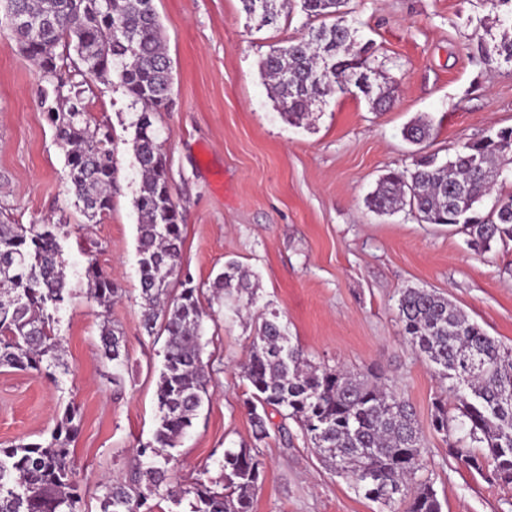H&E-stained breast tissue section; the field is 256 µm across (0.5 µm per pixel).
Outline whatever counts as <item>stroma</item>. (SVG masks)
<instances>
[{
	"mask_svg": "<svg viewBox=\"0 0 512 512\" xmlns=\"http://www.w3.org/2000/svg\"><path fill=\"white\" fill-rule=\"evenodd\" d=\"M155 7L174 77L173 103L156 127L183 225L182 265L212 314L202 337L210 399L173 451L175 480L221 488L225 449L253 444L244 405L251 389L239 366L257 316L274 311L312 363L377 366L412 405L426 436L424 475L443 512H512V485L449 456L448 438L434 431L435 402L453 397L398 317L403 289L432 290L512 346V241L477 254L462 226L366 206L388 170L420 154L446 158L451 147L512 126V66L484 60L477 48V33L494 24L482 0H349L346 20L370 46L392 102L375 110L361 92L332 95L299 125L275 109L259 62L271 47L304 35L300 0H286L277 26L263 28L240 0H155ZM70 82L83 89L91 121L112 129L117 188L97 224L87 223L68 190L65 151L40 104L42 74L0 26V219L64 225L73 291L58 314L68 374L55 384L0 367V443L47 438L74 405L81 510L102 512L103 483L126 477L136 448L153 440L163 345L141 326L132 100L113 76L88 81L74 73ZM421 115L432 118L433 130L415 146L402 129ZM91 261L123 290L110 309L85 294ZM231 263L248 270L252 297L212 292ZM105 319L120 329L128 355L118 386L101 357ZM279 423L269 412L255 512H381L310 451L296 423L285 438Z\"/></svg>",
	"mask_w": 512,
	"mask_h": 512,
	"instance_id": "obj_1",
	"label": "stroma"
}]
</instances>
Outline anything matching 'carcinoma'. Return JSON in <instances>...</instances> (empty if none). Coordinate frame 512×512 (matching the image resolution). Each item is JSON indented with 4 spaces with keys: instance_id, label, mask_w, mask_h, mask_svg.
Instances as JSON below:
<instances>
[{
    "instance_id": "1",
    "label": "carcinoma",
    "mask_w": 512,
    "mask_h": 512,
    "mask_svg": "<svg viewBox=\"0 0 512 512\" xmlns=\"http://www.w3.org/2000/svg\"><path fill=\"white\" fill-rule=\"evenodd\" d=\"M260 25L277 23L280 0H240ZM495 14L500 38L483 41L485 57L512 64V0H483ZM348 0H302L308 19L320 21L286 46L274 47L260 61L279 114L297 125L323 98L359 87L358 73L370 69L369 47L358 46L345 20ZM0 11L24 15L29 24L10 32L24 57L35 63L48 87L42 104L67 148L69 190L84 216L99 222L112 209L117 162L106 125L90 124L83 91L64 90L63 72L105 79L115 76L133 102L141 104L132 126V148L140 174L138 271L143 300L142 327L165 336L164 362L156 383L158 410L154 442L136 450V463L123 481L103 483V512H153L158 495H194L192 512H253L264 462L258 444L270 437L261 412L271 408L300 426L311 448L356 491L377 502L382 512H442L424 468L425 436L412 406L387 390L374 370L358 373L318 368L292 345L279 315H261L241 373L252 393L255 446L224 451V491L199 480L174 490L171 454L193 427L209 375L201 359L204 320L210 317L200 288L182 269L180 214L173 199L167 159L156 115L172 96L171 60L154 0H0ZM332 18L334 22L326 23ZM373 108L390 101V90L373 84L362 90ZM430 121L419 116L403 129L405 140L430 137ZM512 164V126L457 148L445 161L420 156L411 166L388 171L367 198L381 214L409 206L427 224H460L477 253L491 242L512 240V193L497 196L485 216L477 208ZM60 224H0V367L55 375L69 372L63 339L55 332L56 313L67 303ZM87 298L108 309L122 288L94 262L84 272ZM213 292L249 290L247 276L231 263L212 283ZM398 317L412 347L450 381L458 415L435 406L432 427L460 433L448 455L479 474L512 485V348L488 335L445 296L406 288ZM102 356L112 362L113 383L125 366L120 332L101 325ZM75 406H67L50 438L0 446V512H81L70 443L77 433Z\"/></svg>"
}]
</instances>
